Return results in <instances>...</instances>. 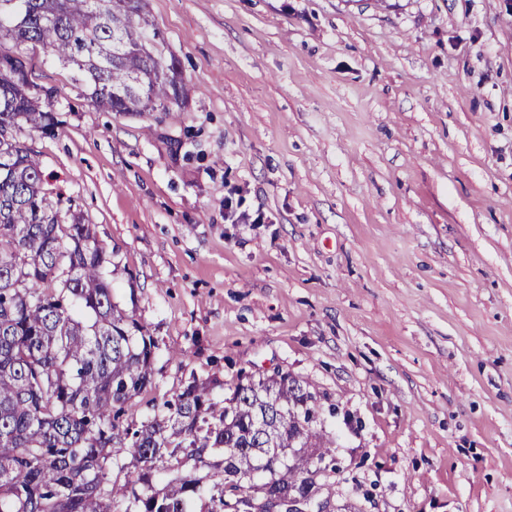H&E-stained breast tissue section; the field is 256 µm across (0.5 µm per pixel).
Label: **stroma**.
<instances>
[{"mask_svg":"<svg viewBox=\"0 0 512 512\" xmlns=\"http://www.w3.org/2000/svg\"><path fill=\"white\" fill-rule=\"evenodd\" d=\"M184 107L94 108L25 45L113 300L189 377L288 370L361 512H512V0H147ZM267 224L224 221L226 184Z\"/></svg>","mask_w":512,"mask_h":512,"instance_id":"35a3bbf8","label":"stroma"}]
</instances>
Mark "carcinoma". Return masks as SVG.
I'll use <instances>...</instances> for the list:
<instances>
[{
	"instance_id": "carcinoma-1",
	"label": "carcinoma",
	"mask_w": 512,
	"mask_h": 512,
	"mask_svg": "<svg viewBox=\"0 0 512 512\" xmlns=\"http://www.w3.org/2000/svg\"><path fill=\"white\" fill-rule=\"evenodd\" d=\"M0 0V41L71 64L101 110L167 112L190 88L145 0ZM57 124L22 57L0 56V131ZM30 147L0 134V512H313L336 495L321 395L242 372L137 413L158 343L117 308L93 225L63 214Z\"/></svg>"
}]
</instances>
